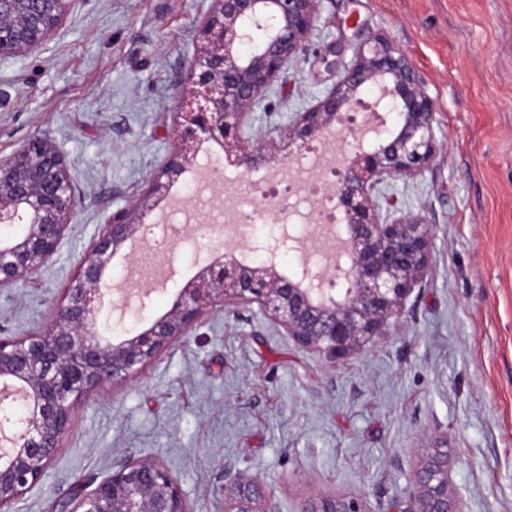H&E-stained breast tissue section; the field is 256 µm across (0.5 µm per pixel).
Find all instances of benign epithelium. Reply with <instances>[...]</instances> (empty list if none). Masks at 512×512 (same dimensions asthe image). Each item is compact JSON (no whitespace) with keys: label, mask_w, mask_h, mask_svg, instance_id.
<instances>
[{"label":"benign epithelium","mask_w":512,"mask_h":512,"mask_svg":"<svg viewBox=\"0 0 512 512\" xmlns=\"http://www.w3.org/2000/svg\"><path fill=\"white\" fill-rule=\"evenodd\" d=\"M74 0H0V63L42 51ZM201 25L202 43L191 58L188 88L176 97L174 153L134 210L120 208L95 238L65 289L48 327L27 336H0V512L37 486L62 449L75 402L135 377L209 311L235 305L258 307L298 345L329 361L346 360L385 334L399 316L432 260L431 228L395 216L396 201L381 191L429 167L438 150L435 102L408 55L383 34L358 43L353 58L336 63L334 86L298 113L282 132L287 158L301 157L331 124L351 119L359 91L376 88V105L392 114L364 123L374 134L368 150L359 142L336 163L334 197L344 211L349 265L333 267L348 282L342 292L312 266L287 277L282 255L294 236L270 233L247 263L225 251L201 266L178 289L170 308L146 328L118 343L102 318L111 295L106 271L119 250L145 226L150 199L163 196L205 143L219 146L225 163L252 171L266 162L260 147L245 146L246 128L265 92L304 54L319 0H214ZM223 163V164H225ZM223 164L212 168L223 179ZM65 155L52 140L33 136L0 158V288L38 270L65 236L76 207ZM231 497L224 512H277L275 492L258 473L225 475ZM89 490L70 497V512H194L176 476L158 460H126ZM405 493L413 512H464L448 479V448L431 449L413 472ZM300 512H369L360 497L320 493Z\"/></svg>","instance_id":"obj_1"}]
</instances>
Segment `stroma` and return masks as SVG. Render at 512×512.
<instances>
[{"label":"stroma","instance_id":"1","mask_svg":"<svg viewBox=\"0 0 512 512\" xmlns=\"http://www.w3.org/2000/svg\"><path fill=\"white\" fill-rule=\"evenodd\" d=\"M213 0H76L46 48L0 64V158L35 135L63 150L78 197L57 253L0 288V336L52 321L114 210L137 204L172 152L175 83L186 78ZM390 36L436 104L438 153L395 182L401 214L433 233L431 268L401 317L339 363L293 342L256 306L217 310L140 375L74 404L63 448L11 512H67L71 487L116 462L157 459L195 512H224V473L258 472L280 512L326 491L369 512H411L404 494L430 448L467 512H512V0H320L307 50L254 109L277 137L336 82L334 49ZM201 163L155 216L192 231ZM210 246L175 245L193 277Z\"/></svg>","mask_w":512,"mask_h":512}]
</instances>
